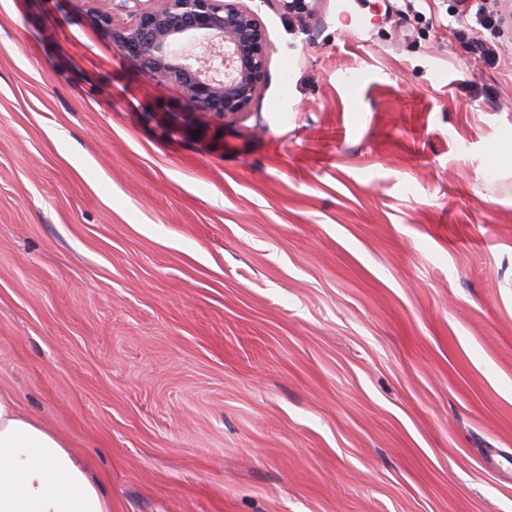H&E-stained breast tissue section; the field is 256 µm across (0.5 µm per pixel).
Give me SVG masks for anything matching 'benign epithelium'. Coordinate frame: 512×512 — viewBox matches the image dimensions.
<instances>
[{
    "label": "benign epithelium",
    "mask_w": 512,
    "mask_h": 512,
    "mask_svg": "<svg viewBox=\"0 0 512 512\" xmlns=\"http://www.w3.org/2000/svg\"><path fill=\"white\" fill-rule=\"evenodd\" d=\"M306 25L318 0H273ZM128 17L117 25L95 11L93 22L125 57L158 81L179 88L195 110L218 121L250 109L265 85L268 39L243 0H117Z\"/></svg>",
    "instance_id": "benign-epithelium-1"
}]
</instances>
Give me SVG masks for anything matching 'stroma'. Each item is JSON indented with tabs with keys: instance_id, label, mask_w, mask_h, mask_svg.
Returning <instances> with one entry per match:
<instances>
[{
	"instance_id": "1",
	"label": "stroma",
	"mask_w": 512,
	"mask_h": 512,
	"mask_svg": "<svg viewBox=\"0 0 512 512\" xmlns=\"http://www.w3.org/2000/svg\"><path fill=\"white\" fill-rule=\"evenodd\" d=\"M245 3L218 123L0 0V388L112 512H512V21ZM284 15L292 18L299 25H306L316 13L319 0H270Z\"/></svg>"
}]
</instances>
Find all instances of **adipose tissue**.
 <instances>
[{
  "label": "adipose tissue",
  "instance_id": "adipose-tissue-1",
  "mask_svg": "<svg viewBox=\"0 0 512 512\" xmlns=\"http://www.w3.org/2000/svg\"><path fill=\"white\" fill-rule=\"evenodd\" d=\"M0 512H112L68 442L0 390Z\"/></svg>",
  "mask_w": 512,
  "mask_h": 512
}]
</instances>
